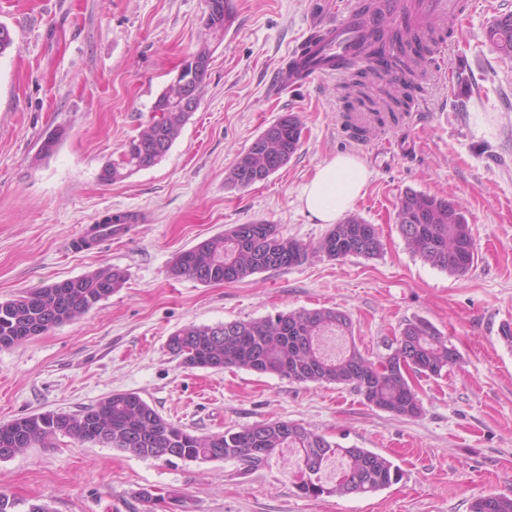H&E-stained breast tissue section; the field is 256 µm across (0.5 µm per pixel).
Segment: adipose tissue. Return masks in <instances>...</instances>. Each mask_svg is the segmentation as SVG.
Listing matches in <instances>:
<instances>
[{
    "label": "adipose tissue",
    "mask_w": 512,
    "mask_h": 512,
    "mask_svg": "<svg viewBox=\"0 0 512 512\" xmlns=\"http://www.w3.org/2000/svg\"><path fill=\"white\" fill-rule=\"evenodd\" d=\"M368 176L357 157L336 155L318 166L300 195L301 204L318 223H336L359 197Z\"/></svg>",
    "instance_id": "1"
}]
</instances>
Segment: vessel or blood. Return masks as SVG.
Listing matches in <instances>:
<instances>
[{
    "label": "vessel or blood",
    "instance_id": "obj_1",
    "mask_svg": "<svg viewBox=\"0 0 512 512\" xmlns=\"http://www.w3.org/2000/svg\"><path fill=\"white\" fill-rule=\"evenodd\" d=\"M475 7V0H379L376 13L365 16L359 0H338L331 14L312 25L299 48L289 54L275 88L292 90L323 76L343 75L365 61L368 31L387 19L408 16L440 32L462 23Z\"/></svg>",
    "mask_w": 512,
    "mask_h": 512
}]
</instances>
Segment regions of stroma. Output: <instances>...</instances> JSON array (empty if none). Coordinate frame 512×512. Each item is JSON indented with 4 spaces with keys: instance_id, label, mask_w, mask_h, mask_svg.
I'll use <instances>...</instances> for the list:
<instances>
[{
    "instance_id": "stroma-1",
    "label": "stroma",
    "mask_w": 512,
    "mask_h": 512,
    "mask_svg": "<svg viewBox=\"0 0 512 512\" xmlns=\"http://www.w3.org/2000/svg\"><path fill=\"white\" fill-rule=\"evenodd\" d=\"M334 2L234 0L237 21L213 42L204 0H0V25L14 40L0 56V302L103 268L126 273L119 292L79 319L0 350V424L78 414L130 392L194 434L294 422L388 457L402 480L371 494L308 498L294 488L288 448L244 475L231 461L170 463L61 436L0 461V493L52 512H145L146 491L169 496L163 512H470L477 498L512 495V347L501 336L512 324V58L486 37L512 0H481L447 31L441 72L394 114L349 111L342 78L273 91L302 34ZM205 43L200 105L169 151L102 182L103 166L151 124L154 102ZM289 112L302 127L288 164L249 188L225 186L240 154ZM51 136L57 143L43 154ZM339 154L369 171L351 213L375 225L384 244L376 257L313 251L329 227L310 220L299 196ZM409 189L448 198L466 216L474 262L465 275L408 250L396 221ZM116 213L137 217L121 239L69 252L70 239ZM257 221L309 246L307 258L233 283L170 275L179 252ZM321 307L351 317L371 361L415 318L461 361L443 377L415 379L423 410L401 418L348 386L189 368L167 348L189 325Z\"/></svg>"
}]
</instances>
